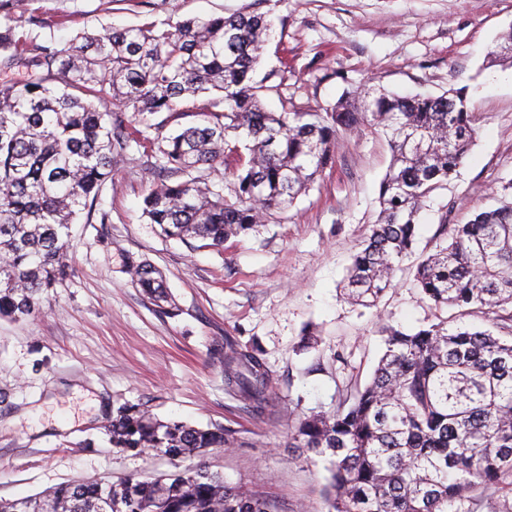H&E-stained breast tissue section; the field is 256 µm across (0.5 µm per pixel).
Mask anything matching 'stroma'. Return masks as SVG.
Here are the masks:
<instances>
[{"label": "stroma", "mask_w": 512, "mask_h": 512, "mask_svg": "<svg viewBox=\"0 0 512 512\" xmlns=\"http://www.w3.org/2000/svg\"><path fill=\"white\" fill-rule=\"evenodd\" d=\"M266 13L272 34L255 75L274 112L294 105L326 112L344 91L381 86L403 95L466 93L476 129L465 163L420 215L417 254L436 244L441 220L465 224L495 205L512 182V68L491 63L512 31V0H24L39 42L67 40L104 25L177 24L197 17ZM67 26H58L60 16ZM140 141L112 170L100 201L106 224L77 223L68 239L69 274L39 314L0 318V499H17L74 479L144 477L172 471L162 455L113 448V408L130 401L166 420L221 424L242 445L198 457L228 483L255 492L273 512H325L324 462L288 445L299 417L335 406L339 393L371 378L382 353L380 326L415 330L454 309L416 288L406 258L378 306L348 302L346 270L379 211L391 163L371 126L340 134L336 162L306 195L247 236L222 246L166 237L144 214L157 179L142 142L169 135L164 114L131 116ZM155 265L172 304L136 288L126 257ZM314 348L302 350L306 328ZM258 341L279 414L257 420L224 389V341Z\"/></svg>", "instance_id": "stroma-1"}]
</instances>
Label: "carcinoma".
<instances>
[{"label": "carcinoma", "mask_w": 512, "mask_h": 512, "mask_svg": "<svg viewBox=\"0 0 512 512\" xmlns=\"http://www.w3.org/2000/svg\"><path fill=\"white\" fill-rule=\"evenodd\" d=\"M266 15L154 23L39 44L0 26V317L35 314L69 272L67 238L79 217L108 224L100 191L135 141L127 111L165 112L179 126L157 142L150 223L180 241L222 246L292 207L332 166L339 134L378 128L392 152L379 219L353 256L348 298L375 306L412 252L418 215L468 157L475 139L466 97L402 96L381 87L347 94L325 114L265 110L254 73L268 44ZM512 65V36L491 51ZM208 97L200 121L179 107ZM224 167L223 191L204 171ZM501 205L467 224L441 223L414 280L435 305L496 315L495 331L441 321L414 331L385 323L370 381L335 409L298 422L290 447L327 461L328 512H512V183ZM133 282L156 302L159 271L130 257ZM254 343L224 352V386L247 412H276ZM112 447L180 461L232 448V430L162 420L138 404L112 410ZM0 512H271L266 499L201 465L154 480H74L0 500Z\"/></svg>", "instance_id": "1"}]
</instances>
